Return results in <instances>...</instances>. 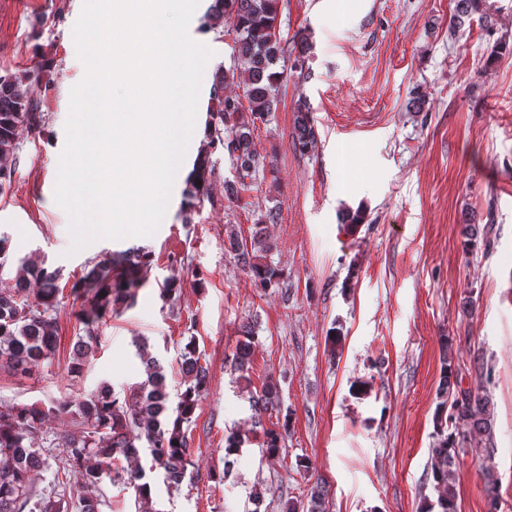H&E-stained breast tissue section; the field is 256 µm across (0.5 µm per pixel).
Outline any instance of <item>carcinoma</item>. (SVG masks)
<instances>
[{
	"mask_svg": "<svg viewBox=\"0 0 512 512\" xmlns=\"http://www.w3.org/2000/svg\"><path fill=\"white\" fill-rule=\"evenodd\" d=\"M448 26V38L458 37L475 14L488 31L496 25L487 0H454ZM233 18L238 67L218 68L210 88L207 108V143L195 162L183 190L184 222L205 202L211 201L210 182L215 173L211 155L226 151L235 164L237 180L225 183L229 200L238 199L246 189V180L256 178L264 168L263 157L253 147L257 122H266L278 107V93L288 71H301L307 57L304 42L284 39L277 26V0H213L204 15L203 27L209 28ZM243 75V96L226 95L224 87ZM31 72L0 77V185L13 173L9 159L14 152L19 130L40 127L39 105L29 96ZM249 103L243 113L241 98ZM295 147L306 152L316 135L309 110L296 108L293 132ZM229 248L237 261L263 290L280 288L282 274L265 262L274 244L257 231L249 241L232 235ZM149 253L132 249L106 257L73 286L82 299L78 313L81 334L69 372H82L100 348L103 336L100 322L112 313L132 307L143 286V267ZM58 270L32 259L20 261L14 285L0 288V368L22 373L52 363L57 348L56 312L60 288ZM254 336L247 333L234 359L239 371L246 370ZM136 355L145 368L146 380L119 395L104 383L84 398L66 397L46 410L38 405L0 407V512H101L105 504L102 483L112 478V460L123 458V475L141 502L151 498L150 484L144 481L141 452L148 450L151 468L163 473L164 481L179 488L190 476L192 466L187 430L198 403L207 390V367L200 364L194 341L185 344L182 358L188 374L185 388L177 394L175 408H170L164 367L148 352L145 343L133 340ZM452 361H443L435 411L437 443L431 450L428 473L436 501L428 512H456V458L460 438L468 433L491 435L490 403L487 397L456 388ZM278 387L266 383L250 396V405L258 417L279 405ZM72 419L73 430L49 437L44 429L49 415ZM291 412L283 423L264 429L262 452L279 455L281 442L288 432ZM242 439L234 432L225 439L224 477H229L237 462ZM52 471V478L42 488L34 483V472Z\"/></svg>",
	"mask_w": 512,
	"mask_h": 512,
	"instance_id": "carcinoma-1",
	"label": "carcinoma"
}]
</instances>
